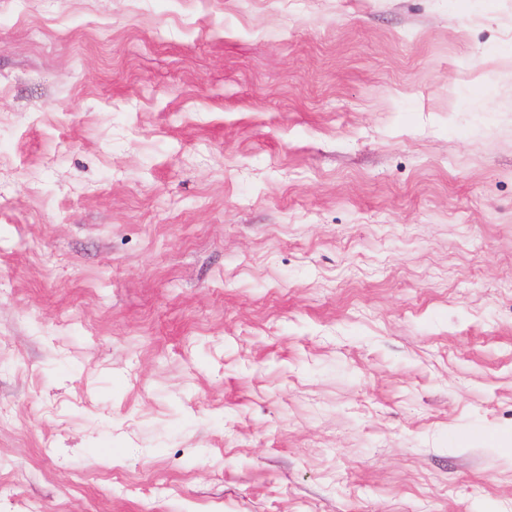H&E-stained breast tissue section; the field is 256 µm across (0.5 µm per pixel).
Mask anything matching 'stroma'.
<instances>
[{
	"label": "stroma",
	"instance_id": "stroma-1",
	"mask_svg": "<svg viewBox=\"0 0 512 512\" xmlns=\"http://www.w3.org/2000/svg\"><path fill=\"white\" fill-rule=\"evenodd\" d=\"M0 512H512V0H0Z\"/></svg>",
	"mask_w": 512,
	"mask_h": 512
}]
</instances>
